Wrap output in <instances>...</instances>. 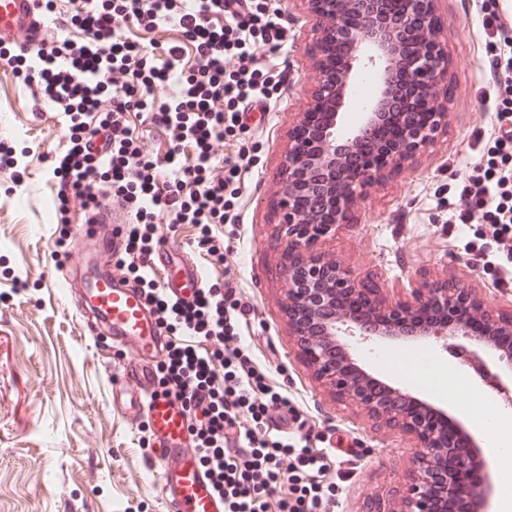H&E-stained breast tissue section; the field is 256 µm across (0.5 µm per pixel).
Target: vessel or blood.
Returning <instances> with one entry per match:
<instances>
[{
	"mask_svg": "<svg viewBox=\"0 0 512 512\" xmlns=\"http://www.w3.org/2000/svg\"><path fill=\"white\" fill-rule=\"evenodd\" d=\"M66 30L64 22L45 16L40 0H0V48L9 53L35 56L46 38L59 37ZM94 206L91 223L72 229L78 245L65 269L80 277L79 285L69 289L68 303L83 328L95 335L109 334L113 343L131 351L124 372L134 389L113 395L109 407L131 417L141 413L148 417L166 512H224V500L191 445L182 398L155 391L154 362L168 338L140 290L101 263L116 244L111 194L98 193ZM203 281L200 267L189 262L168 276L163 287L172 299L187 305L194 302Z\"/></svg>",
	"mask_w": 512,
	"mask_h": 512,
	"instance_id": "vessel-or-blood-1",
	"label": "vessel or blood"
}]
</instances>
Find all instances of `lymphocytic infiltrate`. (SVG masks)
Returning a JSON list of instances; mask_svg holds the SVG:
<instances>
[{
	"label": "lymphocytic infiltrate",
	"mask_w": 512,
	"mask_h": 512,
	"mask_svg": "<svg viewBox=\"0 0 512 512\" xmlns=\"http://www.w3.org/2000/svg\"><path fill=\"white\" fill-rule=\"evenodd\" d=\"M233 0H43L44 11L67 15L64 37L50 42L35 59L15 55L0 69L23 79L34 102L50 101L69 121L68 147L51 190L59 201V221L75 224L68 185L86 190V204L98 191L111 192L129 207L136 223L120 257L134 282L154 305L160 327L173 341L164 364L163 385L176 389L192 413L189 429L200 463L224 498V512H269L277 487L288 491L278 512H330L332 504L311 471L317 458L296 446L292 437L257 439L239 427L240 415L263 420L269 406L284 414L293 407L286 394L273 391L265 373L238 347V320L224 309L220 289H201L185 307L158 288L151 277L154 221L204 225L200 242L208 264L224 262V237L213 225L223 223L224 169L214 162L212 146L223 140L227 122L240 105L259 104L256 42L284 37L278 17L241 15ZM178 25L191 43L198 67L181 72L177 95L160 98L158 85L169 81L179 58L178 46L146 47L118 35V24ZM237 59L230 67L229 59ZM111 111H103L105 99ZM145 113L150 128L171 132L175 145L165 160H146L126 123L130 111ZM192 148L196 163L179 166L182 148ZM459 223L482 217L491 225L512 223V185L491 170L471 176L463 189Z\"/></svg>",
	"instance_id": "obj_1"
}]
</instances>
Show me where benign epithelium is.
I'll return each instance as SVG.
<instances>
[{"instance_id": "benign-epithelium-1", "label": "benign epithelium", "mask_w": 512, "mask_h": 512, "mask_svg": "<svg viewBox=\"0 0 512 512\" xmlns=\"http://www.w3.org/2000/svg\"><path fill=\"white\" fill-rule=\"evenodd\" d=\"M318 24L311 56L316 82L308 111L292 129L277 201L279 275L286 312L301 356L315 379L336 399L361 408L376 428L415 442L408 481L374 502L370 512H447L448 499L467 497L469 512H487L491 486L469 434L456 428L467 449L448 440L446 412L393 387L361 368L345 336L366 341L415 342L464 339L469 366L486 368L497 354L512 379V308L492 311L477 290L454 276L422 278L408 297L391 303L369 277L358 279L324 250L326 238L350 222L367 187L400 171L434 139L445 116L448 55L435 0H402L391 16L379 0H305ZM362 69L375 75L370 101L359 122L342 139L335 129L352 100ZM398 76L409 94L389 112V83ZM397 116L400 134L387 145L377 168H354L346 158L368 133Z\"/></svg>"}]
</instances>
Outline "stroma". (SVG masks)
I'll list each match as a JSON object with an SVG mask.
<instances>
[{
    "instance_id": "1",
    "label": "stroma",
    "mask_w": 512,
    "mask_h": 512,
    "mask_svg": "<svg viewBox=\"0 0 512 512\" xmlns=\"http://www.w3.org/2000/svg\"><path fill=\"white\" fill-rule=\"evenodd\" d=\"M240 2L242 13L278 15L284 38L256 51L266 110L244 113L216 146L235 218L224 225V269L206 276L223 289L225 308L242 313V346L274 391L288 395L296 416L284 424L272 406L263 424L245 417L241 425L259 438L297 433L324 465L315 479L331 494L334 512H366L371 499L406 482L414 442L373 429L363 411L338 402L314 378L288 324L273 246L279 170L314 83L316 20L304 0ZM436 11L450 64L447 126L399 175L369 186L325 248L355 276L373 277L389 300L404 297L421 275L452 274L491 307L505 308L512 305V249L493 239L490 224L450 218L470 175L488 168L512 174V154L498 148L512 129V100L499 96L490 76L506 58L482 30L485 12L496 13L505 23L501 40L512 43V0H438ZM124 34L144 45L181 46L180 67L195 64L173 24L133 25ZM27 99L18 80L0 93V139L32 152L18 170H0V512H165L147 417L108 410L129 354L110 337L85 333L65 301L59 268L74 239L57 227L49 185L68 128L52 105L35 117ZM483 243L491 252L481 256ZM419 348L430 364L401 360L397 343L350 345L364 370L446 409L467 430H477L481 414L473 396L490 413L511 401L495 385V366L483 377L442 341Z\"/></svg>"
}]
</instances>
